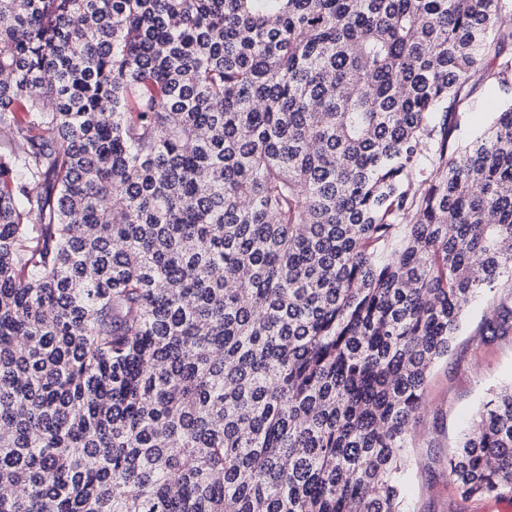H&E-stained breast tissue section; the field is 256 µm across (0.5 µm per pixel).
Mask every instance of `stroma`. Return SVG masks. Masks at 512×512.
<instances>
[{
    "mask_svg": "<svg viewBox=\"0 0 512 512\" xmlns=\"http://www.w3.org/2000/svg\"><path fill=\"white\" fill-rule=\"evenodd\" d=\"M502 295L479 293L464 312L447 358L431 369L426 408L410 425L409 512H501V498H463L448 479V458L491 392L512 383V335L482 342L476 331Z\"/></svg>",
    "mask_w": 512,
    "mask_h": 512,
    "instance_id": "35a3bbf8",
    "label": "stroma"
}]
</instances>
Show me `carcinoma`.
Segmentation results:
<instances>
[{"label": "carcinoma", "instance_id": "carcinoma-1", "mask_svg": "<svg viewBox=\"0 0 512 512\" xmlns=\"http://www.w3.org/2000/svg\"><path fill=\"white\" fill-rule=\"evenodd\" d=\"M506 15L0 0V512H406L430 369L512 298V104L456 141ZM448 476L512 493V384Z\"/></svg>", "mask_w": 512, "mask_h": 512}]
</instances>
